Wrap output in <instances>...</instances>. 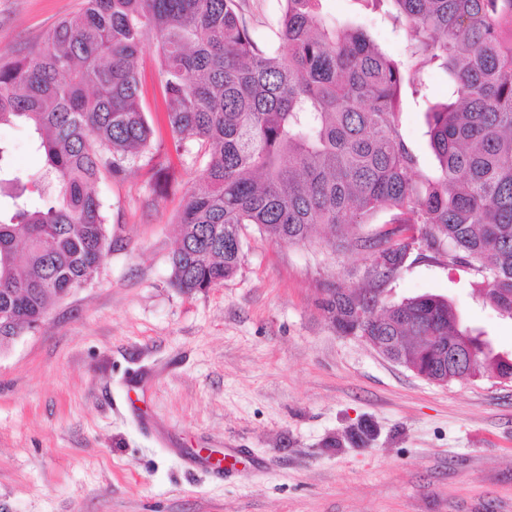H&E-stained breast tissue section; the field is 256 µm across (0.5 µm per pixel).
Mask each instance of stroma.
Listing matches in <instances>:
<instances>
[{
    "label": "stroma",
    "mask_w": 512,
    "mask_h": 512,
    "mask_svg": "<svg viewBox=\"0 0 512 512\" xmlns=\"http://www.w3.org/2000/svg\"><path fill=\"white\" fill-rule=\"evenodd\" d=\"M83 0H0V55L41 40ZM262 46L280 0H238ZM402 56L405 29L357 0H322ZM399 125L435 172L425 114ZM154 193L146 163L98 185L110 245L91 284L56 300L38 330L0 352V512H512V382L425 380L330 322L331 289L367 285L365 250L243 234L244 261L202 293L170 284L183 186ZM474 268L414 246L389 302L447 298L463 325L512 354V318ZM240 448L224 473L200 449Z\"/></svg>",
    "instance_id": "stroma-1"
}]
</instances>
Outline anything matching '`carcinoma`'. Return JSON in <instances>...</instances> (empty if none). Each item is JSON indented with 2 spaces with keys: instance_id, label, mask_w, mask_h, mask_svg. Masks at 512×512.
<instances>
[{
  "instance_id": "obj_1",
  "label": "carcinoma",
  "mask_w": 512,
  "mask_h": 512,
  "mask_svg": "<svg viewBox=\"0 0 512 512\" xmlns=\"http://www.w3.org/2000/svg\"><path fill=\"white\" fill-rule=\"evenodd\" d=\"M321 0H284L277 47L260 46L236 0H84L27 51L0 58V126H26L43 158L26 174L0 140V347L42 321L53 300L89 284L107 245L95 189L142 158L153 189L174 180L143 106L138 54L157 47L165 120L178 155L207 158L186 190L170 258L171 285L202 292L232 277L243 230L291 245L317 226L331 245L370 251L383 283L424 232L453 264L477 268L493 305L512 317V0L387 2L411 39L403 58L356 24L328 22ZM447 100L426 105L433 176L399 130L403 96L426 97L428 71ZM392 227L360 226L379 212ZM355 294L330 290L321 307L342 333L380 345L436 382L512 377V356L459 328L437 295L360 313ZM465 354L444 360L439 338Z\"/></svg>"
}]
</instances>
